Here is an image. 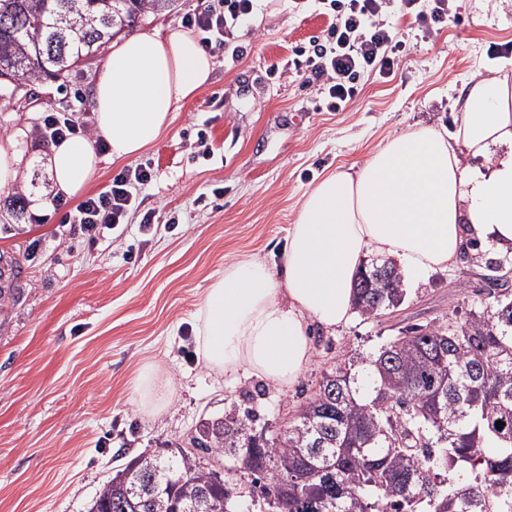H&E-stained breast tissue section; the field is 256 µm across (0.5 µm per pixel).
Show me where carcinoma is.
Masks as SVG:
<instances>
[{
	"label": "carcinoma",
	"instance_id": "carcinoma-1",
	"mask_svg": "<svg viewBox=\"0 0 512 512\" xmlns=\"http://www.w3.org/2000/svg\"><path fill=\"white\" fill-rule=\"evenodd\" d=\"M170 2L0 0V99L17 75L66 78ZM487 282L465 319L336 364L284 430L252 408L200 419L191 443L231 461L224 476L167 444L112 471L88 512H242L256 497L263 512H512V290ZM354 296L367 319L400 307L395 264L361 269Z\"/></svg>",
	"mask_w": 512,
	"mask_h": 512
}]
</instances>
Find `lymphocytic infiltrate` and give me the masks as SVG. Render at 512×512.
Listing matches in <instances>:
<instances>
[{"mask_svg":"<svg viewBox=\"0 0 512 512\" xmlns=\"http://www.w3.org/2000/svg\"><path fill=\"white\" fill-rule=\"evenodd\" d=\"M455 0H319L318 8L329 18L322 38L314 40L303 58L285 62L284 70H295L317 85L337 110L355 100L359 80L365 73L387 78L394 74L409 45L400 31L408 20L421 39L437 35L440 25L456 20ZM258 8V0H218L217 7L184 17V27L200 30L209 40L227 46ZM91 136L89 119L73 112L47 111L37 131L44 143H55L71 135ZM152 179L150 169L128 166L113 175L99 191L87 195L67 212V223L81 225L89 242H98L125 223L136 202V190Z\"/></svg>","mask_w":512,"mask_h":512,"instance_id":"f902f5d3","label":"lymphocytic infiltrate"}]
</instances>
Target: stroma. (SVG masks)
I'll list each match as a JSON object with an SVG mask.
<instances>
[{"label": "stroma", "mask_w": 512, "mask_h": 512, "mask_svg": "<svg viewBox=\"0 0 512 512\" xmlns=\"http://www.w3.org/2000/svg\"><path fill=\"white\" fill-rule=\"evenodd\" d=\"M210 0H173L139 20L165 33ZM458 21L434 39L407 32L411 51L395 75L365 77L356 101H328L295 72L273 66L326 28L307 0H272L239 32L242 56L213 48L214 73L174 112L139 156L151 182L137 192L127 222L97 245L64 210L12 209L0 194V253L22 263L21 288L0 302V512H87L113 468L163 442H181L204 417L230 405L287 424L324 372L369 352L413 325L466 315L501 253L480 246L407 288L381 318L354 316L336 331L315 330L314 355L288 390L253 375L230 379L198 364L194 314L225 263L277 261L305 194L336 166L362 163L386 137L419 126L451 129L453 104L481 63L512 75V0H457ZM100 60L67 82L38 80L0 112V137L19 134L25 167L15 191L51 196L46 147L36 128L47 109L91 103ZM14 191V192H15ZM150 216V231L140 229ZM175 389L158 411L141 404L137 378L149 366Z\"/></svg>", "instance_id": "obj_1"}]
</instances>
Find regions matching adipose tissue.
<instances>
[{"mask_svg": "<svg viewBox=\"0 0 512 512\" xmlns=\"http://www.w3.org/2000/svg\"><path fill=\"white\" fill-rule=\"evenodd\" d=\"M212 57L192 32H140L112 42L92 94L93 137L47 151L56 195L96 177V139L131 160L204 86ZM457 106L452 132L429 126L389 138L360 165L337 168L303 198L280 267L225 265L196 311V357L229 378L256 374L284 390L313 356L309 323L333 330L354 314L353 285L368 256L393 258L418 282L453 265L466 241L512 251V79L490 70Z\"/></svg>", "mask_w": 512, "mask_h": 512, "instance_id": "1", "label": "adipose tissue"}]
</instances>
